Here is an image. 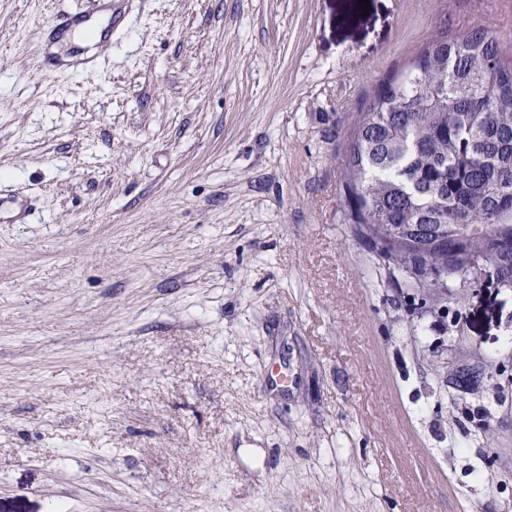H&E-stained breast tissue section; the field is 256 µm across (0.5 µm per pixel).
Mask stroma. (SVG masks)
Returning <instances> with one entry per match:
<instances>
[{"label": "stroma", "instance_id": "stroma-1", "mask_svg": "<svg viewBox=\"0 0 512 512\" xmlns=\"http://www.w3.org/2000/svg\"><path fill=\"white\" fill-rule=\"evenodd\" d=\"M0 0V512H512V288L437 300L342 167L439 26L512 0H123L39 65ZM30 215V201L24 195H0V222L20 223ZM7 220V221H4Z\"/></svg>", "mask_w": 512, "mask_h": 512}]
</instances>
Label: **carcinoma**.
<instances>
[{
  "label": "carcinoma",
  "mask_w": 512,
  "mask_h": 512,
  "mask_svg": "<svg viewBox=\"0 0 512 512\" xmlns=\"http://www.w3.org/2000/svg\"><path fill=\"white\" fill-rule=\"evenodd\" d=\"M347 219L393 268L471 254L512 280V57L490 30H442L384 79L344 158Z\"/></svg>",
  "instance_id": "1"
}]
</instances>
